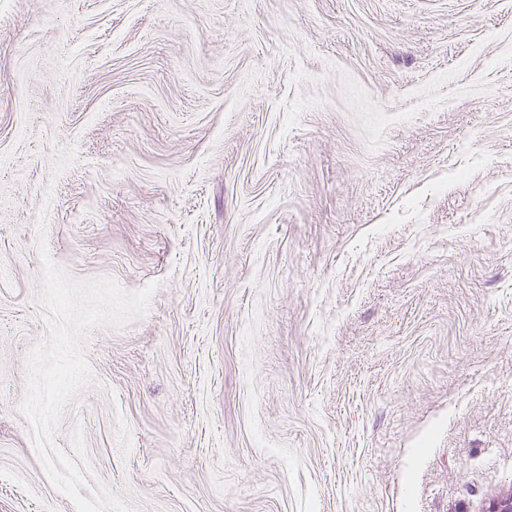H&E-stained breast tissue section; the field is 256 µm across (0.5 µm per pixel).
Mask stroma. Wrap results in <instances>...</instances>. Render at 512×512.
Here are the masks:
<instances>
[{"mask_svg": "<svg viewBox=\"0 0 512 512\" xmlns=\"http://www.w3.org/2000/svg\"><path fill=\"white\" fill-rule=\"evenodd\" d=\"M154 286L63 411L133 512L512 489V0H0V512L41 255Z\"/></svg>", "mask_w": 512, "mask_h": 512, "instance_id": "stroma-1", "label": "stroma"}]
</instances>
